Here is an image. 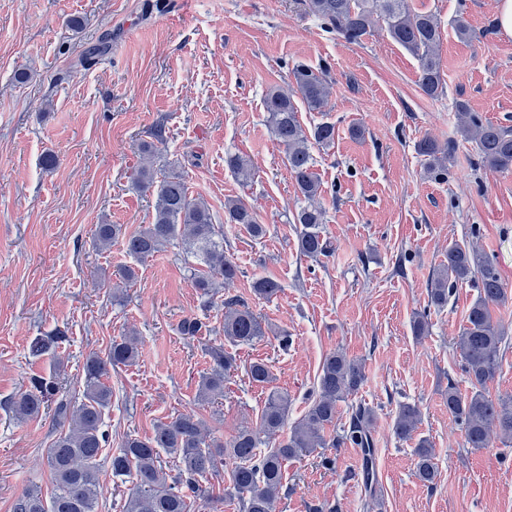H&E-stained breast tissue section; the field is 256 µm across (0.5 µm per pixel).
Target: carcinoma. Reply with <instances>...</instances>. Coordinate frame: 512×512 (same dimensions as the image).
<instances>
[{"mask_svg":"<svg viewBox=\"0 0 512 512\" xmlns=\"http://www.w3.org/2000/svg\"><path fill=\"white\" fill-rule=\"evenodd\" d=\"M304 4L327 30L350 43L360 42L376 22L383 21L390 37L417 58L422 93L431 99L444 94L441 25L435 15L412 11L407 0H304ZM291 74V87L268 89L264 111L271 134L283 147L284 163L307 201L294 217L295 223L301 225L300 252L309 258L326 257L331 244L320 230L324 211L317 205L321 183L315 172L313 147L328 148L334 144L336 125L320 123L308 133L298 119V109L302 103L310 111H325L330 85L303 65L294 66ZM456 112L459 133L475 145L481 163L502 173L512 171V128L484 119L462 102L456 103ZM141 150L146 163L139 168L136 183L155 195L153 221L130 234L121 224H99L95 246L102 251L120 241L129 256L143 260L168 246L178 245L204 266L194 273L193 287L210 303L221 288L234 283L242 274L240 267L224 253L222 225L215 223L202 198L191 195L182 173L170 169L157 177L154 144H144ZM449 151L450 147L429 137L419 142L418 153L425 157L424 172L428 177L439 180L448 175ZM225 163L236 176L251 178L248 159L235 154L228 156ZM224 223L244 224L256 237L266 234L258 213L242 199L224 204ZM470 280L477 282L478 296L454 345L472 393L465 396L450 382L445 398L448 414L463 426L465 447L478 450L489 447L496 436L512 442V397L493 399L485 393L487 383L494 380L500 369L505 336L503 327L493 323L491 307L507 302L508 289L488 256L454 244L448 247L446 263L430 282L429 298L431 304L444 307L452 288ZM251 288L259 298H271L281 291V285L267 277L253 281ZM221 305L225 341L240 345L265 336L261 319L242 296L229 293ZM208 331L209 326L194 316L179 323L180 334L190 338ZM65 341V334L59 331L37 336L30 344V352L35 357L54 353ZM206 354L212 367L200 379L197 398L209 404L224 396V377L234 369L236 360L222 343L210 345ZM136 357L132 336L112 341L103 357L90 355L83 367L84 390L78 402L61 392L54 382L44 379L34 381L31 389L8 399L7 409L20 422L54 408L57 427L56 437L47 449L54 481L49 498L25 489L15 498L13 512H95L99 488L97 457L109 445L103 416L112 393L104 378L110 371L134 363ZM248 375L258 385L272 380L269 367L261 361L250 364ZM364 381L362 366L345 354L337 351L326 356L308 410L277 446L267 450L262 445L280 432L288 420V396L277 391L270 392L256 428L242 430L227 442L211 437L203 420L193 413H178L157 422L148 438L125 437L111 458L112 477L121 482L130 479L133 483L121 512H190L192 501L205 495L200 479L219 472L226 456L237 460L230 475V497L237 500L240 512H275L284 487L285 464L327 447L325 432L336 422L339 403L357 393ZM421 416L418 406L401 405L394 422L396 436L401 440L412 437ZM373 420L369 408L361 403L353 406L350 426L342 436L343 441L363 454V485L371 500L380 492L373 472ZM162 451L174 459L173 476L164 471ZM415 455L417 477L434 485L437 471L428 439L418 440Z\"/></svg>","mask_w":512,"mask_h":512,"instance_id":"obj_1","label":"carcinoma"}]
</instances>
